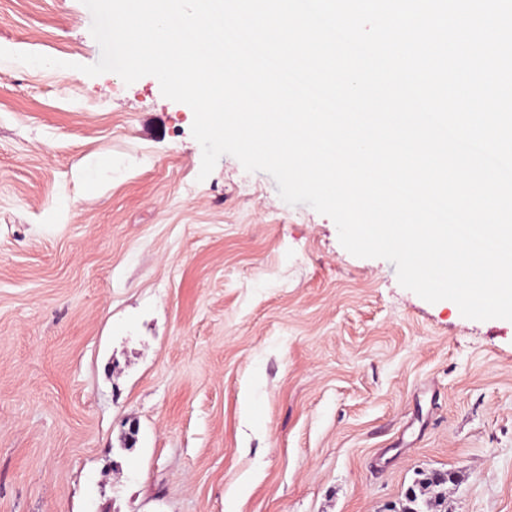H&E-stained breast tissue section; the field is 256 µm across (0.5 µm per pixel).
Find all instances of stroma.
Wrapping results in <instances>:
<instances>
[{
    "label": "stroma",
    "mask_w": 512,
    "mask_h": 512,
    "mask_svg": "<svg viewBox=\"0 0 512 512\" xmlns=\"http://www.w3.org/2000/svg\"><path fill=\"white\" fill-rule=\"evenodd\" d=\"M81 0H0V512H512V321L464 318L90 77Z\"/></svg>",
    "instance_id": "35a3bbf8"
}]
</instances>
